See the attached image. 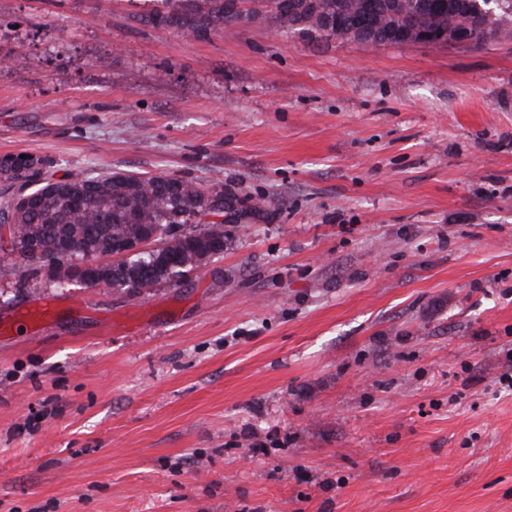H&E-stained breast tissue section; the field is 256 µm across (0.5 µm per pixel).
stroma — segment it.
<instances>
[{
    "instance_id": "35a3bbf8",
    "label": "stroma",
    "mask_w": 512,
    "mask_h": 512,
    "mask_svg": "<svg viewBox=\"0 0 512 512\" xmlns=\"http://www.w3.org/2000/svg\"><path fill=\"white\" fill-rule=\"evenodd\" d=\"M0 0V156L259 208L135 293L0 262V512H512V39H207Z\"/></svg>"
}]
</instances>
